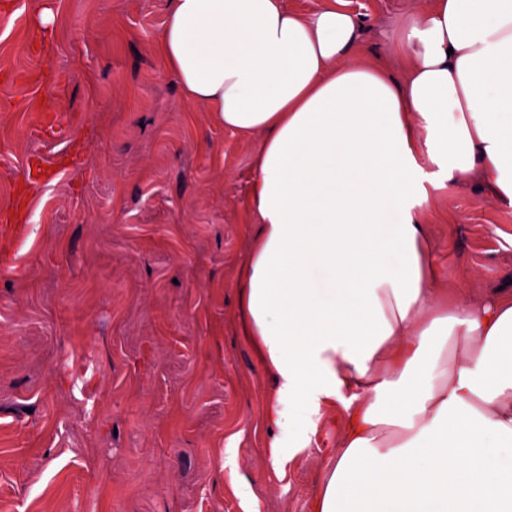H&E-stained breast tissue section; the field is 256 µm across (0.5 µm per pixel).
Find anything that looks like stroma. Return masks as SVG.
<instances>
[{"label":"stroma","mask_w":512,"mask_h":512,"mask_svg":"<svg viewBox=\"0 0 512 512\" xmlns=\"http://www.w3.org/2000/svg\"><path fill=\"white\" fill-rule=\"evenodd\" d=\"M16 1L0 0V225H22L0 271V512H311L339 432L264 465L272 379L241 326L259 136L184 100L157 50L168 0ZM407 5L346 0L359 55H389ZM34 156L52 173L29 186ZM422 210L449 287L512 280V210L478 183Z\"/></svg>","instance_id":"stroma-1"}]
</instances>
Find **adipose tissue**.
I'll use <instances>...</instances> for the list:
<instances>
[{"mask_svg": "<svg viewBox=\"0 0 512 512\" xmlns=\"http://www.w3.org/2000/svg\"><path fill=\"white\" fill-rule=\"evenodd\" d=\"M344 0H169L185 100L262 134L243 330L275 386L268 466L341 434L312 512H512V296L446 293L418 198L476 178L512 208V0H429L404 77L352 57Z\"/></svg>", "mask_w": 512, "mask_h": 512, "instance_id": "ef3b65f1", "label": "adipose tissue"}]
</instances>
